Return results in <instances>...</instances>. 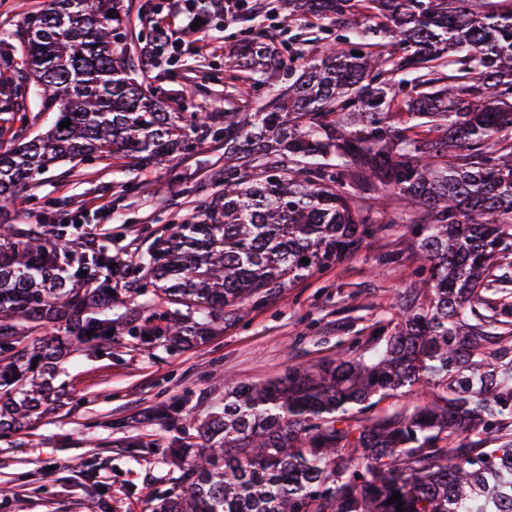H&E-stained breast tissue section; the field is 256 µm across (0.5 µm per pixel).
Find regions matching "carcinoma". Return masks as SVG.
<instances>
[{"instance_id": "1", "label": "carcinoma", "mask_w": 512, "mask_h": 512, "mask_svg": "<svg viewBox=\"0 0 512 512\" xmlns=\"http://www.w3.org/2000/svg\"><path fill=\"white\" fill-rule=\"evenodd\" d=\"M288 11L376 21L393 52L338 35L275 103L224 113V191L148 256L114 258L67 238L68 224H0V433L38 414L51 390L42 371L67 350L59 338L30 346L29 333L63 321L88 348L111 341L112 281L201 315L156 313L164 327L130 336L187 343L216 313L398 222L412 225L420 278L370 353L235 385L222 411L189 423L194 440L169 447L183 471L154 512H397V493L403 512H512V0H288ZM42 13L50 22L25 24L16 53L0 55L14 72L0 112L20 108L32 73L54 119L0 145L1 201L77 156L147 166L189 148L202 117L166 111L114 52L120 0H48ZM454 61L469 77L444 84L435 72ZM280 64L276 47L246 38L224 70L233 81ZM404 67L411 87L391 83ZM418 390L412 407L371 414L374 399Z\"/></svg>"}]
</instances>
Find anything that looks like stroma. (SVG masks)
Listing matches in <instances>:
<instances>
[{
  "label": "stroma",
  "mask_w": 512,
  "mask_h": 512,
  "mask_svg": "<svg viewBox=\"0 0 512 512\" xmlns=\"http://www.w3.org/2000/svg\"><path fill=\"white\" fill-rule=\"evenodd\" d=\"M46 4L0 0V49L9 50L15 31ZM123 6L120 44L133 77L168 111L210 112L219 122L225 113L266 103L274 87L288 83L283 68L251 85L225 86L224 59L240 40L263 33L280 51L294 47L309 58L343 32L314 17L297 27L283 0H265L260 13L251 0H240L232 14L208 12L205 43L173 46L162 32L185 25L183 0H123ZM146 44L156 47L149 63L140 53ZM50 120L30 97L24 112H0V139L21 127L35 136ZM192 141L187 153L160 166L120 155L59 162L26 187L25 210L0 201V224H54L66 214L113 255L145 254L171 225L194 215L198 200L223 190V134L201 128ZM405 231L402 224L384 225L353 256L277 289L246 315H218L203 343L170 348L129 336L131 323L146 324L166 310L154 288L106 307L117 327L112 341L56 360L52 384L59 396L39 418L0 437V512H152L155 497L172 491L181 475L168 447L185 437L186 417L221 411L234 383L314 368L354 345L369 348L379 323L397 313L416 268L403 251ZM393 252L401 253L400 263L382 266ZM169 406L177 415H165Z\"/></svg>",
  "instance_id": "stroma-1"
}]
</instances>
